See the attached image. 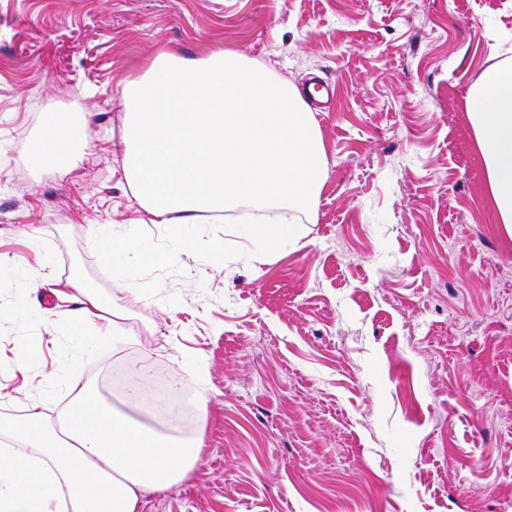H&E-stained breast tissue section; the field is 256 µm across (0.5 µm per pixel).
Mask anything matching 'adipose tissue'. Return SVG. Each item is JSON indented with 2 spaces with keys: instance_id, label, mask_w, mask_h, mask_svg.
<instances>
[{
  "instance_id": "adipose-tissue-1",
  "label": "adipose tissue",
  "mask_w": 512,
  "mask_h": 512,
  "mask_svg": "<svg viewBox=\"0 0 512 512\" xmlns=\"http://www.w3.org/2000/svg\"><path fill=\"white\" fill-rule=\"evenodd\" d=\"M469 119L483 157L489 196L501 224L512 233V67L486 70L468 97ZM85 123L69 112L49 113L31 160L67 172L84 146ZM42 278L61 301L76 309L22 307L47 328L65 320L74 341L69 354L80 359L103 343L125 335L115 299L102 298L78 276L56 287L50 261ZM74 397L52 425L43 399L24 415L0 419V512H141L148 492H162L185 480L200 458L202 436L177 438L104 405L78 374L55 368Z\"/></svg>"
}]
</instances>
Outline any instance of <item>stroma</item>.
<instances>
[{
	"instance_id": "obj_1",
	"label": "stroma",
	"mask_w": 512,
	"mask_h": 512,
	"mask_svg": "<svg viewBox=\"0 0 512 512\" xmlns=\"http://www.w3.org/2000/svg\"><path fill=\"white\" fill-rule=\"evenodd\" d=\"M161 50L234 51L335 94L295 242L222 264L183 252L149 300L117 293L92 237L163 231L113 148L123 90ZM493 66L512 67V0H0V416L70 399L47 379L66 328L12 313L55 306L48 254L125 317L128 340L77 363L83 382L121 409L133 339L152 337V372L203 434L194 471L143 512H512V235L467 115ZM56 111L86 121L66 173L30 163Z\"/></svg>"
}]
</instances>
